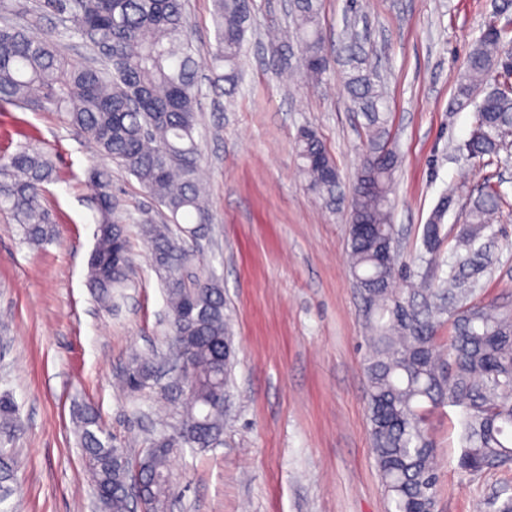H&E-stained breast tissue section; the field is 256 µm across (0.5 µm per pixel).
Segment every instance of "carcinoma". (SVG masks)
<instances>
[{
	"label": "carcinoma",
	"instance_id": "1",
	"mask_svg": "<svg viewBox=\"0 0 512 512\" xmlns=\"http://www.w3.org/2000/svg\"><path fill=\"white\" fill-rule=\"evenodd\" d=\"M216 45L212 67L224 68L225 93L241 78L240 61L252 0H215ZM44 6L70 22L99 65L71 64L59 48L32 27L10 20L0 0V102L61 112L88 136L100 155L123 166L143 191L169 212L168 222L139 225L169 309L168 348L188 358L191 394H172L179 427L152 439L136 462L124 461L120 446L101 426L92 407L80 413L81 443L101 512H130L137 492L147 512H165L175 483L169 471L177 450L208 448L224 431V394L234 347L224 314V289L195 264L187 243L211 223L200 178L197 65L186 39L184 0H45ZM295 34L308 81L319 84L328 67L320 0H293ZM512 38L494 25L476 41L457 80V96L471 97L493 74L509 77ZM353 110L366 120V149L354 175L349 223L350 269L368 311L367 398L373 454L394 512H431L438 473L436 448L426 419L430 409H463V448L458 465L469 474L499 468L512 458V311L501 313L485 300L480 279L494 263L492 228L507 193L486 185L471 198L453 239L446 284L400 289L407 265L392 261L386 241L397 153L389 142V116L382 89L359 59L346 80ZM512 132V91L497 83L476 106V122L464 144L467 158L503 164ZM307 188L328 208L340 198L336 165L315 132L304 128L296 141ZM55 166L43 152L21 149L0 158V210L9 212L31 243L54 236L44 205L45 184ZM89 180L96 195L95 246L88 284L97 298L112 302L113 290L129 273L128 239L112 197V174L95 166ZM448 197L424 226L426 250L442 247ZM192 228L184 230L179 219ZM448 304L451 356L438 343L436 319ZM154 364L129 359L124 382L132 392L154 379ZM22 426L17 404L0 398V505L12 492L16 465L6 447Z\"/></svg>",
	"mask_w": 512,
	"mask_h": 512
}]
</instances>
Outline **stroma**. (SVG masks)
<instances>
[{
    "label": "stroma",
    "instance_id": "35a3bbf8",
    "mask_svg": "<svg viewBox=\"0 0 512 512\" xmlns=\"http://www.w3.org/2000/svg\"><path fill=\"white\" fill-rule=\"evenodd\" d=\"M12 20L38 29L76 65L90 62L44 0H9ZM188 35L200 66L201 165L212 222L197 260L220 276L236 347L224 434L213 448L171 457L177 482L167 512H390L378 475L368 416L366 309L349 264V203L329 210L307 189L295 143L313 128L333 156L343 187L362 157L366 120L345 87L348 58L378 76L398 153L392 222L409 277L441 285L450 251L425 256L423 227L444 196L445 229L462 224L496 166L464 157L474 104H459L457 79L493 13L492 0H322L330 52L321 84L305 80L295 40L271 56L268 35L289 24L286 0H253L243 80L232 96L214 88L213 0H186ZM27 147L50 155L59 179L46 204L52 242H26L0 214V393L20 407L12 446L17 473L11 512H97L82 459L79 417L98 407L106 431L142 456L147 439L180 416L165 400L172 376L132 393L118 377L134 354L167 351L168 307L147 245L131 233V267L118 306L87 286L94 246L90 166L107 164L62 113L0 103V155ZM112 193L131 224L168 212L122 168ZM500 262L484 286L512 310V204L493 226ZM439 476L434 512H477L512 495V464L469 475L458 467L462 410L431 413Z\"/></svg>",
    "mask_w": 512,
    "mask_h": 512
}]
</instances>
